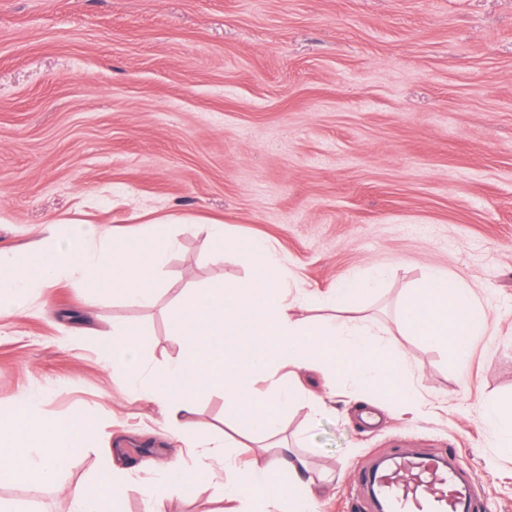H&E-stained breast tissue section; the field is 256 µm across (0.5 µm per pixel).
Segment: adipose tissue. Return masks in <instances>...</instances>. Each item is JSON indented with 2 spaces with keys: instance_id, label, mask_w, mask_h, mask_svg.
<instances>
[{
  "instance_id": "obj_1",
  "label": "adipose tissue",
  "mask_w": 512,
  "mask_h": 512,
  "mask_svg": "<svg viewBox=\"0 0 512 512\" xmlns=\"http://www.w3.org/2000/svg\"><path fill=\"white\" fill-rule=\"evenodd\" d=\"M105 251H97L95 242ZM169 244L143 230L136 240L112 244L106 232L92 224H62L41 242L22 264L0 257V319L21 312L29 294L47 287L56 277L68 276L83 291L89 306L97 304V288L111 287L113 296L151 303L157 288L153 274L168 261ZM397 326L406 335L451 350L466 363L480 336L487 333V317L474 289L455 284L441 271L429 272L421 284L400 301ZM481 420L496 446L512 454V400L485 402ZM90 417L75 415L48 420L35 404H22L0 418V483L32 488L56 485L71 455L93 437ZM180 449H172L153 485L144 492L146 506H154L170 491L181 493L215 478L224 485L229 512H316L324 490L298 455L275 454L261 468L242 469L234 459L232 443L203 449L205 468L178 466ZM126 473L120 466L106 468L98 477L67 488L72 512H122Z\"/></svg>"
}]
</instances>
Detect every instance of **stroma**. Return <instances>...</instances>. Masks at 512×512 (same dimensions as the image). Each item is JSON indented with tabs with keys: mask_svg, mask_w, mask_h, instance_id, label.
Instances as JSON below:
<instances>
[{
	"mask_svg": "<svg viewBox=\"0 0 512 512\" xmlns=\"http://www.w3.org/2000/svg\"><path fill=\"white\" fill-rule=\"evenodd\" d=\"M100 224L114 239L150 225L175 248L153 304L100 290L97 315L66 278L0 320V406L38 396L47 418L90 416L94 446L62 485L120 449L125 512H144L149 459L177 441L164 407L129 393L103 354L112 324L136 326L146 370L175 361L185 290L245 280L241 251L199 227L266 238L288 288L318 294L373 270L362 313L403 351L427 405L414 417L348 388L334 413L283 420L290 444L332 481L319 512H349L352 470L401 449H456L490 512H512V455L480 407L512 396V0H0V249L26 257L53 225ZM439 269L479 294L489 333L466 368L397 330L398 304ZM183 432L205 444L238 429L219 392ZM61 485V487H62ZM61 487L0 485L15 512H70ZM200 483L158 512H215Z\"/></svg>",
	"mask_w": 512,
	"mask_h": 512,
	"instance_id": "1",
	"label": "stroma"
}]
</instances>
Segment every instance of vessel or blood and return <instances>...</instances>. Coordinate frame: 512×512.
Returning a JSON list of instances; mask_svg holds the SVG:
<instances>
[{
	"mask_svg": "<svg viewBox=\"0 0 512 512\" xmlns=\"http://www.w3.org/2000/svg\"><path fill=\"white\" fill-rule=\"evenodd\" d=\"M456 450L445 455L392 453L385 465L355 470L352 486L374 489L391 512H485L472 469L455 462Z\"/></svg>",
	"mask_w": 512,
	"mask_h": 512,
	"instance_id": "1",
	"label": "vessel or blood"
}]
</instances>
